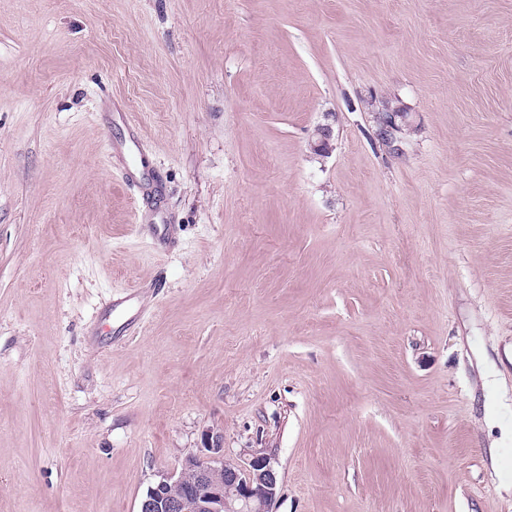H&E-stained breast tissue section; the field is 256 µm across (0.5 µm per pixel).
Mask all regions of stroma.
Wrapping results in <instances>:
<instances>
[{
    "label": "stroma",
    "instance_id": "1",
    "mask_svg": "<svg viewBox=\"0 0 512 512\" xmlns=\"http://www.w3.org/2000/svg\"><path fill=\"white\" fill-rule=\"evenodd\" d=\"M208 429L274 512H512V0H0V512Z\"/></svg>",
    "mask_w": 512,
    "mask_h": 512
}]
</instances>
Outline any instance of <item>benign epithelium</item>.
<instances>
[{
	"instance_id": "1",
	"label": "benign epithelium",
	"mask_w": 512,
	"mask_h": 512,
	"mask_svg": "<svg viewBox=\"0 0 512 512\" xmlns=\"http://www.w3.org/2000/svg\"><path fill=\"white\" fill-rule=\"evenodd\" d=\"M315 136L313 150L328 152L331 126H318ZM203 445L184 457L178 472L148 487L139 512H273L277 473L270 457L256 455L245 469L224 460L220 431L205 432Z\"/></svg>"
}]
</instances>
